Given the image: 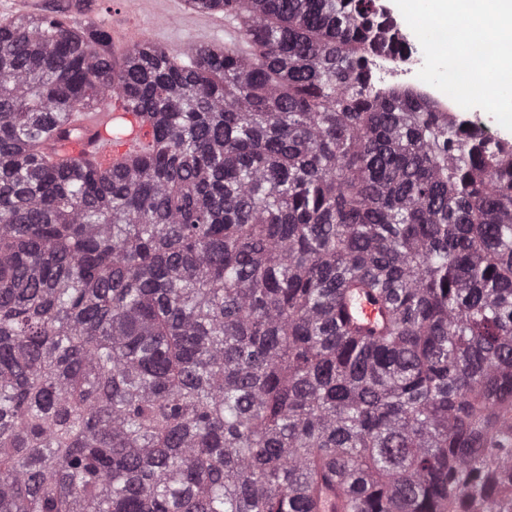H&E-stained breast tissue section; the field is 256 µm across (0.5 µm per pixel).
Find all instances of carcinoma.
<instances>
[{"label": "carcinoma", "instance_id": "carcinoma-1", "mask_svg": "<svg viewBox=\"0 0 512 512\" xmlns=\"http://www.w3.org/2000/svg\"><path fill=\"white\" fill-rule=\"evenodd\" d=\"M189 2L234 43L0 23V512H512V144L378 0ZM114 95L143 153L47 151ZM423 64L424 54L420 43L409 37L408 48L397 67L384 66L380 72L384 76L400 75L407 81L408 85L418 87L417 84H419L428 90L425 82L419 81L417 76Z\"/></svg>", "mask_w": 512, "mask_h": 512}]
</instances>
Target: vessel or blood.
Here are the masks:
<instances>
[{
  "label": "vessel or blood",
  "mask_w": 512,
  "mask_h": 512,
  "mask_svg": "<svg viewBox=\"0 0 512 512\" xmlns=\"http://www.w3.org/2000/svg\"><path fill=\"white\" fill-rule=\"evenodd\" d=\"M174 8L160 9L161 20L180 16L204 26H223V14L204 13L190 9L187 0H174ZM82 137L67 141L50 140V149L68 157L80 159L92 156L98 160L118 164L141 151L152 140L153 129L142 116L125 111L121 100H114L111 108L87 112L82 116Z\"/></svg>",
  "instance_id": "obj_1"
}]
</instances>
